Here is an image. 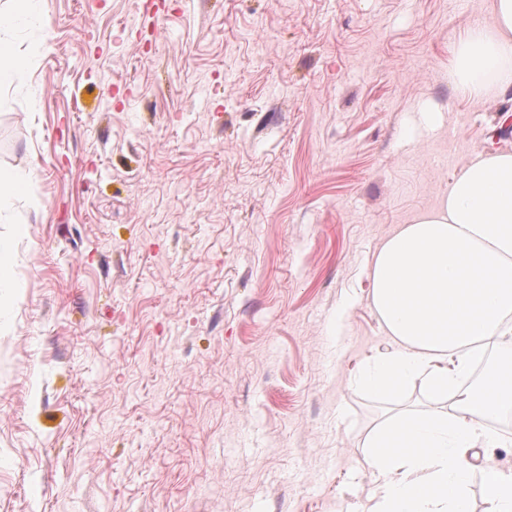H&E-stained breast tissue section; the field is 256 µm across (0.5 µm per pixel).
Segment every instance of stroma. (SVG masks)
<instances>
[{"instance_id": "1", "label": "stroma", "mask_w": 512, "mask_h": 512, "mask_svg": "<svg viewBox=\"0 0 512 512\" xmlns=\"http://www.w3.org/2000/svg\"><path fill=\"white\" fill-rule=\"evenodd\" d=\"M483 0H43L0 36L18 289L0 309V512H367L368 432L421 388L368 263L512 92L448 78ZM27 227L15 238L16 224ZM26 59L4 49L0 44V83L14 84L24 77ZM28 179L29 174L23 170H0V211L11 196L26 187Z\"/></svg>"}]
</instances>
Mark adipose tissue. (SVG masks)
Listing matches in <instances>:
<instances>
[{"label":"adipose tissue","instance_id":"adipose-tissue-1","mask_svg":"<svg viewBox=\"0 0 512 512\" xmlns=\"http://www.w3.org/2000/svg\"><path fill=\"white\" fill-rule=\"evenodd\" d=\"M492 22L456 40L451 79L482 101L512 90V0H492ZM370 304L392 339L355 382L381 399L421 384L432 409L397 413L366 441L379 481L370 512H471L480 483L488 512H512V471L469 454L508 441L489 429L512 411V353L478 383L469 376L492 341L512 337V152L474 153L439 204L386 238L370 269Z\"/></svg>","mask_w":512,"mask_h":512}]
</instances>
